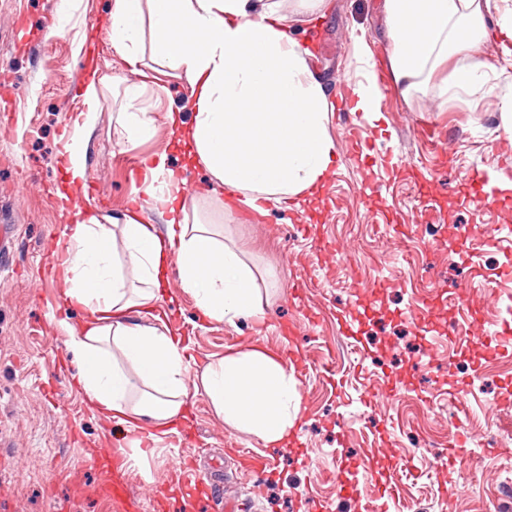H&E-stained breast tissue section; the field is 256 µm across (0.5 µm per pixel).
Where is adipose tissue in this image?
Segmentation results:
<instances>
[{
	"mask_svg": "<svg viewBox=\"0 0 512 512\" xmlns=\"http://www.w3.org/2000/svg\"><path fill=\"white\" fill-rule=\"evenodd\" d=\"M288 0H114L105 19L112 46L130 64L144 48L168 62L191 86L190 119L171 115L174 130L194 148L195 162L214 185L238 193L264 214L266 202L290 201L319 188L336 159L328 133L330 112L309 52L290 36ZM389 68L401 95L428 91L433 73L454 68L437 89L440 99L480 88L490 65L471 48L495 21L512 61V9L497 0H385ZM111 88L105 78L82 80L78 93L90 108L69 132L60 154L67 187L56 203L68 211L70 184L84 179L95 132L96 108ZM145 87H124L128 111L116 131L128 144L155 133L149 113L133 110ZM146 193L164 229L136 218L77 212L65 228L70 260L64 303L82 309L80 322L57 318L65 344L79 361L72 383L103 416L135 433L123 450L126 465L143 468L146 442H158L184 414L190 381L200 386L226 423L277 445L301 409L298 383L285 363L253 348L225 353L191 373L181 339L147 320L159 299L169 262L195 299L202 319L229 325L243 317L261 322L265 311L255 270L224 228L191 220L201 198L187 192L167 157H151Z\"/></svg>",
	"mask_w": 512,
	"mask_h": 512,
	"instance_id": "1",
	"label": "adipose tissue"
}]
</instances>
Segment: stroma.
<instances>
[{"label": "stroma", "mask_w": 512, "mask_h": 512, "mask_svg": "<svg viewBox=\"0 0 512 512\" xmlns=\"http://www.w3.org/2000/svg\"><path fill=\"white\" fill-rule=\"evenodd\" d=\"M0 0V225L13 236L0 253V512H108L91 457L113 423L72 386L75 365L52 317L64 284L41 286L52 244L67 224L54 188L68 109L86 71L109 77L87 159L92 208L127 214L134 161L163 152L184 170L189 191L209 181L173 140L168 112H188L190 86L167 64L144 57L129 65L105 19L114 0ZM310 48V66L332 109L328 132L338 157L320 192L267 217L234 202L202 209L223 218L240 252L261 273L263 324L201 321L193 296L170 264L157 313L187 338L191 366L231 350L260 348L294 370L301 414L279 446L227 425L203 392L182 431L156 444L145 469L126 471L142 505L177 501V472L191 452L218 463L225 496L251 512H512V233L473 246L465 225L494 226L512 213V123L501 112L512 77L442 102L398 90L383 95L371 121L341 112L338 90L362 81L353 35L372 63L387 65L384 0H327L325 10L287 13ZM63 34H56V27ZM141 82V105L156 134L130 145L114 131L126 83ZM448 152L436 164L426 139ZM492 175L500 192L478 207L473 172ZM460 285L459 301L448 299ZM367 300L357 306L356 288ZM469 335L449 334L453 323ZM268 456L255 475L242 455ZM359 458L355 489L336 485L340 465Z\"/></svg>", "instance_id": "obj_1"}]
</instances>
